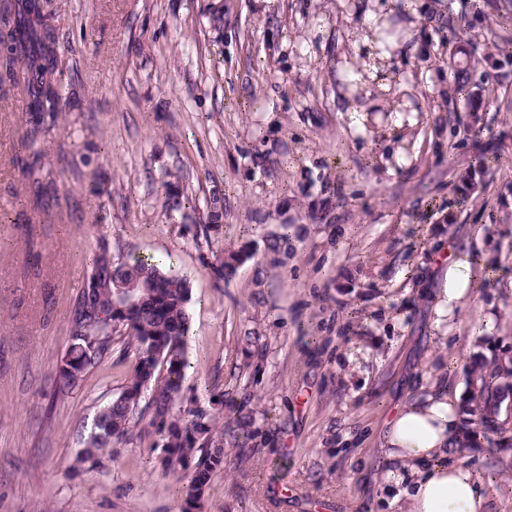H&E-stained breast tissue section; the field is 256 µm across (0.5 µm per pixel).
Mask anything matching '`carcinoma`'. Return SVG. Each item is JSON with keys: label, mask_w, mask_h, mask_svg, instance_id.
Segmentation results:
<instances>
[{"label": "carcinoma", "mask_w": 512, "mask_h": 512, "mask_svg": "<svg viewBox=\"0 0 512 512\" xmlns=\"http://www.w3.org/2000/svg\"><path fill=\"white\" fill-rule=\"evenodd\" d=\"M55 31L42 13L41 0H0V48L23 62L27 111L26 128L18 137L15 161L22 175L36 185L41 212L49 217L78 210L83 201L42 184L37 167L44 158L41 133L56 121L65 103L60 82L49 77L59 67L53 44ZM224 278L235 273L234 258L219 254L212 264ZM189 281L186 275L162 270L145 256L114 258L103 242L92 260L91 272L74 300L68 320L70 342L64 348L54 379L57 396L81 389L86 376L121 342L133 356L122 392L97 411L90 430L80 435L82 463H96L114 444L142 435L156 436L158 459H168L166 470L187 474L181 512H197L213 476L224 470V393L210 396L209 405L183 400L189 332ZM472 373L481 385L480 403L491 412L502 395L501 366L483 357ZM248 400L231 402L233 425L229 434L236 448H266L273 431L256 425Z\"/></svg>", "instance_id": "cac0c4a2"}]
</instances>
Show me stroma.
Instances as JSON below:
<instances>
[{
	"instance_id": "35a3bbf8",
	"label": "stroma",
	"mask_w": 512,
	"mask_h": 512,
	"mask_svg": "<svg viewBox=\"0 0 512 512\" xmlns=\"http://www.w3.org/2000/svg\"><path fill=\"white\" fill-rule=\"evenodd\" d=\"M42 4L66 88L43 162L68 152L56 186L88 206L39 224L14 161L26 93L0 87V512H181L186 478L151 438L77 461L131 372L121 345L53 395L103 240L189 275L185 397H249L275 430L228 451L202 512H404L380 438L431 378L435 338L464 396L471 362L512 355V0ZM218 250L231 278L209 268ZM448 256L471 281L440 323ZM466 459L491 512H512V429Z\"/></svg>"
}]
</instances>
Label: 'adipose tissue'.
<instances>
[{
  "label": "adipose tissue",
  "mask_w": 512,
  "mask_h": 512,
  "mask_svg": "<svg viewBox=\"0 0 512 512\" xmlns=\"http://www.w3.org/2000/svg\"><path fill=\"white\" fill-rule=\"evenodd\" d=\"M461 395L432 381L427 392L392 411L383 434L386 475L406 512H488V498L468 466L473 435Z\"/></svg>",
  "instance_id": "obj_1"
}]
</instances>
